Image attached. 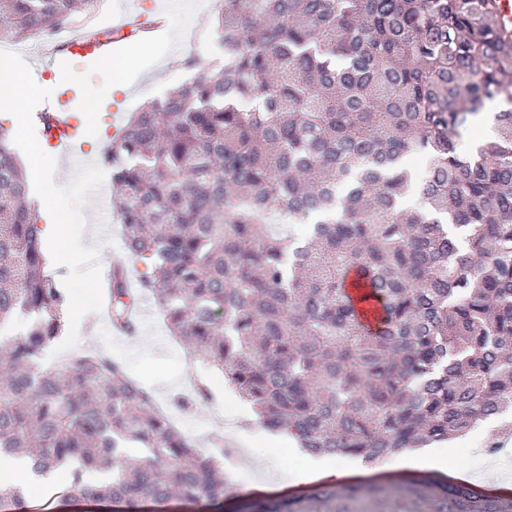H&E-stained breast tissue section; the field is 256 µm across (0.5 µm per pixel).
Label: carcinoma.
Returning <instances> with one entry per match:
<instances>
[{
	"label": "carcinoma",
	"instance_id": "obj_1",
	"mask_svg": "<svg viewBox=\"0 0 512 512\" xmlns=\"http://www.w3.org/2000/svg\"><path fill=\"white\" fill-rule=\"evenodd\" d=\"M97 3L0 0V40ZM215 30L224 64L144 105L105 155L146 267L133 290L112 264V320L149 293L192 362L315 455L372 462L512 412V32L492 0H224ZM497 100L496 139L458 152ZM33 216L0 129V456L68 471L36 508L0 480V512L223 505L220 463L120 362L41 365L67 300ZM280 217L313 223L275 236Z\"/></svg>",
	"mask_w": 512,
	"mask_h": 512
}]
</instances>
